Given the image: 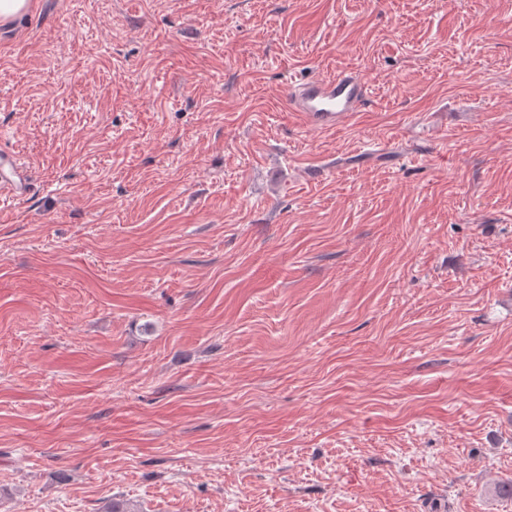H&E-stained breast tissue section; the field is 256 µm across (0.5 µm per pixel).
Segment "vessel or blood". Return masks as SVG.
<instances>
[{"mask_svg": "<svg viewBox=\"0 0 512 512\" xmlns=\"http://www.w3.org/2000/svg\"><path fill=\"white\" fill-rule=\"evenodd\" d=\"M369 97L365 80L353 73L322 75L291 81L288 105L301 113L314 128H330L342 123L351 113L361 111ZM24 163L16 153L0 152V195L19 199L25 194Z\"/></svg>", "mask_w": 512, "mask_h": 512, "instance_id": "b4317fda", "label": "vessel or blood"}]
</instances>
